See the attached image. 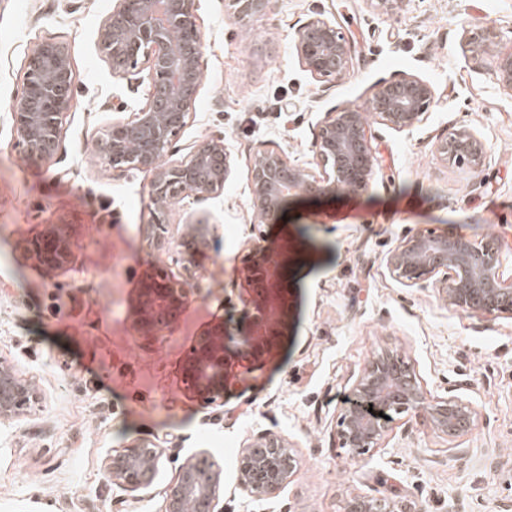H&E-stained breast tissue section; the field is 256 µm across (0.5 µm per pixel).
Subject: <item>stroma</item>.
I'll list each match as a JSON object with an SVG mask.
<instances>
[{
	"label": "stroma",
	"mask_w": 512,
	"mask_h": 512,
	"mask_svg": "<svg viewBox=\"0 0 512 512\" xmlns=\"http://www.w3.org/2000/svg\"><path fill=\"white\" fill-rule=\"evenodd\" d=\"M113 6L0 0V360L42 394L30 415L0 419V512H164L181 464L201 453L221 473L223 512H343L354 494L417 502L425 512H512V315L449 308L432 289L402 287L384 264L418 230L450 226L512 245V96L465 59L460 42L466 26L492 25L512 39V0H403L390 18L366 0H270L247 23L228 0H201L202 86L167 160L220 135L235 168L223 196L184 200L169 216V241L181 225L205 220L215 244L199 258L185 311L151 340L133 328L139 280L176 268L146 237L152 175L101 167L93 145L100 127L133 112L149 90L113 75L98 47ZM320 14L353 42L345 78L315 80L294 54L298 29ZM48 38L66 46L77 82L55 161L35 165L12 135L10 105L24 91L27 55ZM407 74L429 80L435 101L409 134L370 120L381 159L371 189L291 206L297 261L277 353L258 366L231 361L223 401L192 398L181 365L196 337L220 318L228 351L243 343L257 152L282 149L314 166L324 113L369 109L379 83ZM462 126L490 146L476 174L435 150L437 138ZM47 224L74 227L73 261L52 276L26 253ZM383 349L413 363L432 395L470 399L477 429L447 437L403 417L372 456L348 458L336 435L342 399ZM264 430L290 443L298 471L276 497L253 501L235 491L237 464ZM143 441L163 449L159 473L149 488L124 491L105 461Z\"/></svg>",
	"instance_id": "obj_1"
}]
</instances>
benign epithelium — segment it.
Returning a JSON list of instances; mask_svg holds the SVG:
<instances>
[{
	"label": "benign epithelium",
	"instance_id": "benign-epithelium-1",
	"mask_svg": "<svg viewBox=\"0 0 512 512\" xmlns=\"http://www.w3.org/2000/svg\"><path fill=\"white\" fill-rule=\"evenodd\" d=\"M200 0H115L112 16L98 30V46L112 62V74L128 80H148L146 101L127 118H118L96 133L98 162L113 170L150 171L153 224L147 238L158 249L166 242L154 228L166 223L176 203L192 198L215 199L233 173L234 160L217 138L194 146L178 164L165 161L173 141L188 124L201 88L203 64L201 33L197 24ZM380 15H395L402 0H365ZM241 20L258 17L268 0H231ZM501 32L493 26L462 28L461 47L469 60L485 68L506 94L512 96V50L487 52ZM352 43L336 19L322 14L298 30L294 50L299 64L315 79H341L353 66ZM24 93L10 106L14 135L26 158L47 165L58 153L73 100L76 72L64 45L45 40L24 63ZM435 99V89L417 75L385 82L372 96L371 110L381 124L395 132L424 124ZM368 116L354 106L325 113L318 124L313 153L318 170L290 160L282 150H263L250 169L251 209L256 223L284 226L295 200L319 201L338 192L360 194L369 189L380 170V160L368 138ZM442 159L477 173L486 165L489 147L477 130L461 127L439 138L435 145ZM211 225L198 220L181 230L173 262L182 272H157L142 277L133 311V326L146 340L163 326L177 321L185 310L198 257L210 246ZM29 259L51 275L73 261V225L48 224L28 241ZM390 276L405 288H434L448 306L473 315H512V246L499 241L448 235V231L419 230L407 235L384 257ZM288 239L277 247L265 237L251 242L248 280L257 312L255 336L238 357L257 363L276 350L288 303ZM225 326L220 317L197 337L182 365L185 390L210 405L223 399L229 358L224 350ZM352 403L341 410L337 437L352 459L380 448L400 415L427 416L430 428L446 436L473 430L477 413L459 395L434 397L414 365L397 351L384 349L365 364L351 383ZM42 400L31 381L12 367H0V417L19 418ZM141 442L121 448L109 457L105 469L112 481L127 491L148 487L155 477L162 452L153 451L148 478L137 480L142 464ZM197 457L179 469L166 495L165 512H217L220 473L199 477ZM298 468L296 454L281 435L262 431L243 448L237 469V488L255 501L268 500L292 482ZM344 512H421L414 503L390 497L353 495Z\"/></svg>",
	"mask_w": 512,
	"mask_h": 512
}]
</instances>
